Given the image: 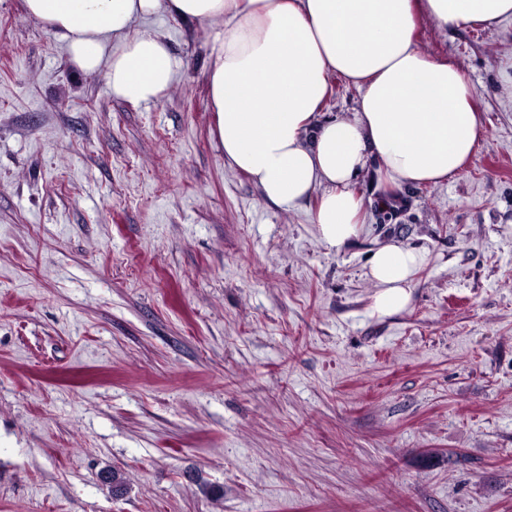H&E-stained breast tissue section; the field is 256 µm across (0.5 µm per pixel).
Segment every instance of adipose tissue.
Segmentation results:
<instances>
[{
    "label": "adipose tissue",
    "instance_id": "1",
    "mask_svg": "<svg viewBox=\"0 0 512 512\" xmlns=\"http://www.w3.org/2000/svg\"><path fill=\"white\" fill-rule=\"evenodd\" d=\"M84 73L104 71L115 97L160 101L176 63L141 19L214 18L208 86L225 160L274 204L311 196L321 241L335 251L361 230L355 179L377 166L390 188L437 185L486 139L476 89L460 66L417 46L422 20L439 28L512 19V0H23ZM357 91L351 115L324 117L332 77ZM249 109H242V100ZM424 252L388 243L369 259L371 313L405 309Z\"/></svg>",
    "mask_w": 512,
    "mask_h": 512
}]
</instances>
